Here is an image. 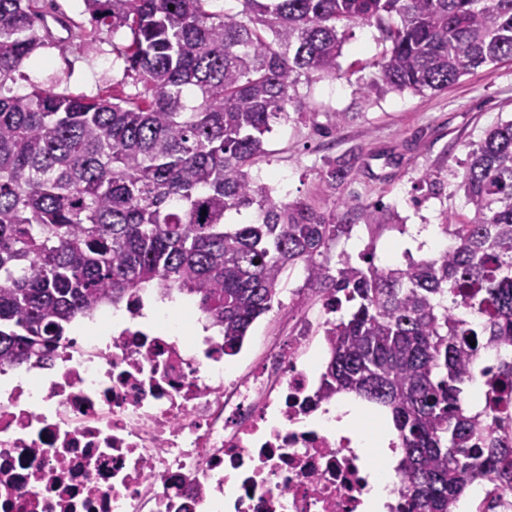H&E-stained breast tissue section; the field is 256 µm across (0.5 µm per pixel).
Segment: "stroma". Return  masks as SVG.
Segmentation results:
<instances>
[{"label": "stroma", "mask_w": 512, "mask_h": 512, "mask_svg": "<svg viewBox=\"0 0 512 512\" xmlns=\"http://www.w3.org/2000/svg\"><path fill=\"white\" fill-rule=\"evenodd\" d=\"M65 31L37 49L14 89L32 86L95 98L111 90L131 92L125 64L116 52L126 31L99 30L94 37L66 44ZM387 45L375 26L357 24L343 45L335 77H301L286 122L267 134V154L251 169L254 177L289 199H302L323 212L343 213L348 201H376L388 208L386 221L367 224L351 217L350 231L328 254L330 263L350 259L360 265L372 252L377 265L397 268L408 259L436 255L438 246L414 237L416 228L442 224L445 214H467L455 178L469 150L488 130L512 120V61L482 66L440 92L387 90L364 97L369 71L355 63L377 57ZM339 165L347 175L329 186L323 173ZM437 179L430 189L425 176ZM312 302L302 267L285 273L272 310L257 319L250 335L260 336L287 313L289 301Z\"/></svg>", "instance_id": "1"}]
</instances>
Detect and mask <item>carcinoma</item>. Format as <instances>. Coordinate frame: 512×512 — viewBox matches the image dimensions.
<instances>
[{"label":"carcinoma","instance_id":"cac0c4a2","mask_svg":"<svg viewBox=\"0 0 512 512\" xmlns=\"http://www.w3.org/2000/svg\"><path fill=\"white\" fill-rule=\"evenodd\" d=\"M35 0H0V362L47 358L76 318L159 288L184 293L239 344L303 266L327 310L320 395L353 394L391 416L405 512H453L469 484L512 486V357L485 418L461 406L482 373L476 345L512 348V121L490 130L456 174L470 215L445 216L450 246L403 268L323 257L347 215L290 201L249 169L288 120L299 77L336 76L354 24L390 48L381 87L441 91L512 60V0H84L119 50L135 93L96 99L11 84L46 41ZM174 9H169V6ZM381 224L380 204H345ZM206 214H201V210ZM249 210L257 220L229 224Z\"/></svg>","mask_w":512,"mask_h":512}]
</instances>
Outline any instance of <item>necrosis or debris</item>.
<instances>
[{"label":"necrosis or debris","instance_id":"necrosis-or-debris-1","mask_svg":"<svg viewBox=\"0 0 512 512\" xmlns=\"http://www.w3.org/2000/svg\"><path fill=\"white\" fill-rule=\"evenodd\" d=\"M157 294L81 316L49 360L0 364V512H365L369 461L302 322L226 360L199 305L146 323ZM456 512H512L476 482Z\"/></svg>","mask_w":512,"mask_h":512}]
</instances>
